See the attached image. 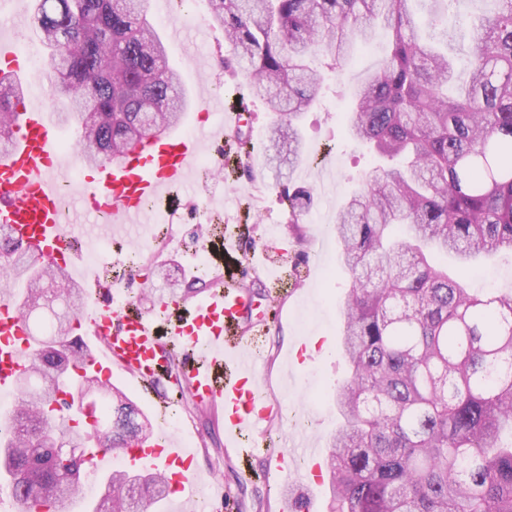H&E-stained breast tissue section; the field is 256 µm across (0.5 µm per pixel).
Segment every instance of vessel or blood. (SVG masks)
<instances>
[{
  "mask_svg": "<svg viewBox=\"0 0 512 512\" xmlns=\"http://www.w3.org/2000/svg\"><path fill=\"white\" fill-rule=\"evenodd\" d=\"M59 142L45 107L18 106L12 141L0 153V223L8 225L39 260L72 269L80 254L73 238L83 227L61 220ZM201 147V137L170 130L117 162L107 159L91 166L74 152L67 163L84 174L77 199L87 215L106 218L112 225L138 224L148 214L147 203L188 181ZM83 281L85 302L79 322L85 335L103 347L88 358L87 368L108 380L113 366H120L136 379L142 397L159 415L168 401L155 386L169 376L171 346H180L182 371L196 400L222 410L227 449L247 457L244 435L268 423L272 410L258 384V357L250 352L253 337L266 325L264 316L254 312L252 293L244 286L217 281L196 305L159 296L146 308L134 299L115 303V285L105 272L84 276ZM28 336L18 308L10 301L0 302V393L14 391L29 362ZM313 454L299 430L290 447L278 450L277 459L286 472L297 457ZM194 458L193 448L179 445L162 426L121 451L125 469L159 470L169 481L170 500L189 502L196 512H206Z\"/></svg>",
  "mask_w": 512,
  "mask_h": 512,
  "instance_id": "1",
  "label": "vessel or blood"
}]
</instances>
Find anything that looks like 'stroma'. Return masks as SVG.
<instances>
[{"label": "stroma", "instance_id": "stroma-1", "mask_svg": "<svg viewBox=\"0 0 512 512\" xmlns=\"http://www.w3.org/2000/svg\"><path fill=\"white\" fill-rule=\"evenodd\" d=\"M32 6L33 0H0V34L25 51L39 46V37L33 25L17 26L13 17L20 11H31ZM495 7L494 0H457L443 18V26L454 35L448 43V56L456 65V84L468 79L469 35L461 31V19H479ZM191 9L206 24L208 58L203 63L188 59L196 40L193 26L188 25L183 27L179 41L168 42V63L179 70L191 101L200 100L220 85L225 107H233L238 94L247 90V78L238 72L223 30L209 23V0H193ZM387 45L386 31L376 28L369 45L359 46L339 71L326 72L323 97L299 119L305 149L302 164L268 163L267 157L273 152L269 142L273 114L258 99H248V123L229 133L224 142V181L210 196L209 206L224 212L229 224L239 226L236 241L241 255L260 252L266 246L272 249L274 285H267L263 277L247 268L240 279L252 292L261 294L270 286L278 294L277 299L265 303L269 320L258 339L263 363L260 376L277 411L266 432L269 442L278 445L288 443L294 433L288 423L289 413L307 417L310 444L322 450L342 422L336 388L348 376L338 351L347 283L332 272L337 263L336 237L317 217L324 211L337 213L376 164L367 147L347 137L345 108L350 83L376 70ZM286 182L314 194L312 207L297 227L290 224L288 209L280 201ZM209 237V231L200 225H185L183 251L152 252L145 267L159 269L160 274L146 282L132 277L133 291L145 286L157 292L168 282L188 278L197 287L208 288V272H189L188 265L190 250L205 247ZM180 411L188 422L174 428L176 439L193 442L197 473L211 486L222 487L236 512H280V486L300 482L310 469L305 463L295 467L293 474L282 473L271 451L260 447L252 460V475H244L236 457L224 448L221 411L198 404L189 393L184 394Z\"/></svg>", "mask_w": 512, "mask_h": 512}]
</instances>
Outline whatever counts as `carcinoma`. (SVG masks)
<instances>
[{"label": "carcinoma", "instance_id": "1", "mask_svg": "<svg viewBox=\"0 0 512 512\" xmlns=\"http://www.w3.org/2000/svg\"><path fill=\"white\" fill-rule=\"evenodd\" d=\"M413 0H210L247 66L252 95L277 121L276 152L302 159L297 122L322 96L358 36L381 25L389 53L351 90V139L391 166H376L336 215L338 271L347 277L337 389L345 425L331 436V512H512V290L473 294L464 269L512 254V0L470 28L469 80L454 92L448 51L426 39ZM33 24L49 49V76L68 98L60 121L81 130L76 147L97 162L181 121L180 74L144 0H34ZM23 86L0 77V151L9 147ZM153 123L141 122L144 110ZM289 223L313 202L284 187ZM454 257V271L431 256ZM27 286L22 314L53 311L30 332L20 396L0 420V472L17 512H68L86 459L146 435L145 414L96 375L78 373L88 349L75 333L81 289L39 262L0 224V267ZM83 448L77 461L57 454ZM153 471L115 470L94 512H149L165 496Z\"/></svg>", "mask_w": 512, "mask_h": 512}]
</instances>
